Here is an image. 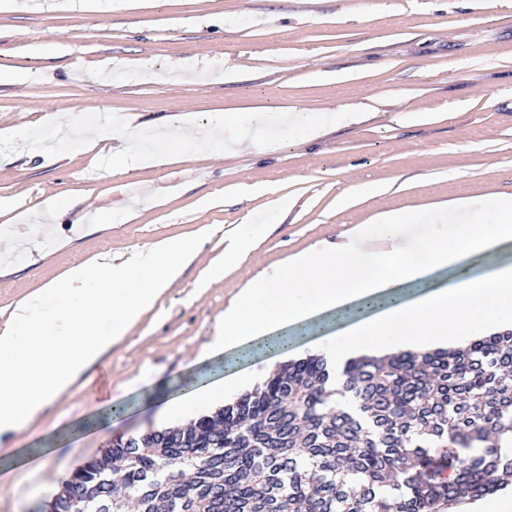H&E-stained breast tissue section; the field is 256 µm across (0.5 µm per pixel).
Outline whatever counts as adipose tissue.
Segmentation results:
<instances>
[{
	"instance_id": "obj_1",
	"label": "adipose tissue",
	"mask_w": 512,
	"mask_h": 512,
	"mask_svg": "<svg viewBox=\"0 0 512 512\" xmlns=\"http://www.w3.org/2000/svg\"><path fill=\"white\" fill-rule=\"evenodd\" d=\"M460 221L448 237L398 242L407 217L393 212L357 225L346 242L297 255L277 278L243 288L224 310L218 352H243L258 338L274 352L313 339L332 383L360 350L454 342L476 327L512 324V196L488 222ZM192 251L166 240L127 260L70 268L63 278L19 301L0 327V434L32 423L83 371L111 350L164 295Z\"/></svg>"
}]
</instances>
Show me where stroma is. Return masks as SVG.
<instances>
[{"label":"stroma","instance_id":"stroma-1","mask_svg":"<svg viewBox=\"0 0 512 512\" xmlns=\"http://www.w3.org/2000/svg\"><path fill=\"white\" fill-rule=\"evenodd\" d=\"M81 0L79 11H0V131L47 115L109 113L145 129L222 113L362 110L317 137L243 142L99 171L124 148L107 134L73 153L0 157V318L70 267L166 239L194 258L155 308L28 426L0 436V512H42L63 481L121 436L160 429V409L210 389L233 402L234 375L262 385L277 364L210 354L216 320L251 282L311 246L333 247L381 211L413 216L407 241L448 235L435 207L483 217L512 194V0ZM424 114L421 122L408 121ZM374 193L343 208L344 188ZM55 208H45L48 198ZM287 209L270 219V204ZM256 232L249 260L224 265L228 239ZM224 267L222 278L207 271ZM122 412L109 414L110 402Z\"/></svg>","mask_w":512,"mask_h":512}]
</instances>
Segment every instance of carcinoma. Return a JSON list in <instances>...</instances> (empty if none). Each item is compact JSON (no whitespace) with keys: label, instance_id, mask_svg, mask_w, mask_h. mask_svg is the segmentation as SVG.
I'll return each mask as SVG.
<instances>
[{"label":"carcinoma","instance_id":"carcinoma-1","mask_svg":"<svg viewBox=\"0 0 512 512\" xmlns=\"http://www.w3.org/2000/svg\"><path fill=\"white\" fill-rule=\"evenodd\" d=\"M320 357L184 427L118 438L45 512H432L512 483V330L455 349ZM351 396L357 410L341 405Z\"/></svg>","mask_w":512,"mask_h":512}]
</instances>
